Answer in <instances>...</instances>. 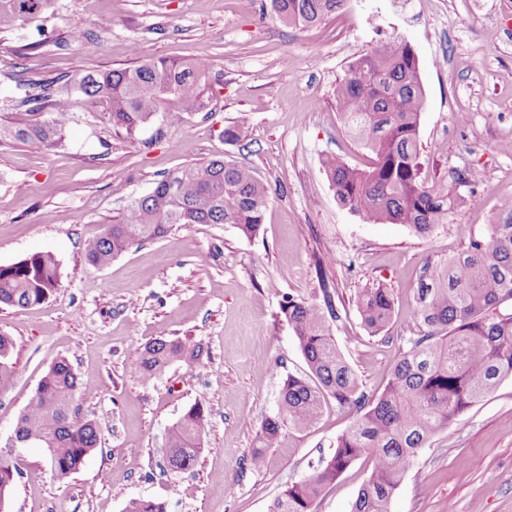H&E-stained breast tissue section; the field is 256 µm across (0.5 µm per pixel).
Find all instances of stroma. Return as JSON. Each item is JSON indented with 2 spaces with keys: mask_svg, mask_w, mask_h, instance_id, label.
Segmentation results:
<instances>
[{
  "mask_svg": "<svg viewBox=\"0 0 512 512\" xmlns=\"http://www.w3.org/2000/svg\"><path fill=\"white\" fill-rule=\"evenodd\" d=\"M53 32L58 43L23 52ZM87 32L83 41L73 31ZM407 41L426 93L418 148L432 182L449 169L481 174L477 193L431 235L402 224H369L341 206L323 161L369 157L341 125L334 90L350 62L392 38ZM207 53L213 115L169 104L136 140L113 127L102 101L74 97L64 146L50 152L0 147V265L53 254L60 285L40 305L0 307V333L15 349L0 381V453L18 475L0 512H124L131 499L167 512H267L278 493L307 479L353 420L328 407L304 430L260 439L280 382L307 371L283 295L321 302L329 287L341 317L330 327L367 393L400 357L415 319L424 262H446L469 237H484L501 197L512 196V0H346L321 24L281 22L270 0H58L37 22L0 32V113L19 80L106 72L136 58L186 60ZM470 120L455 124V112ZM243 126L246 138L225 140ZM224 157L250 166L270 187L254 238L231 224H190L95 266L83 244L175 168ZM324 268L326 281L316 270ZM390 288L388 339L369 335L354 297ZM204 348L194 369L179 365L144 381L130 371L139 348L158 339ZM78 376L74 399L102 448L57 482L45 449H11L20 413L59 359ZM209 415L192 469L165 470L167 432L193 405ZM262 452L265 465L250 458ZM354 462L311 512H352L367 480ZM390 512H512V379L438 432L406 473Z\"/></svg>",
  "mask_w": 512,
  "mask_h": 512,
  "instance_id": "stroma-1",
  "label": "stroma"
}]
</instances>
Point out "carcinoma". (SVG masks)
I'll return each instance as SVG.
<instances>
[{
    "instance_id": "1",
    "label": "carcinoma",
    "mask_w": 512,
    "mask_h": 512,
    "mask_svg": "<svg viewBox=\"0 0 512 512\" xmlns=\"http://www.w3.org/2000/svg\"><path fill=\"white\" fill-rule=\"evenodd\" d=\"M55 0H0V31L15 28L49 12ZM345 0H271L284 23L318 25L344 6ZM211 61L145 59L108 72L77 78L58 76L28 85L16 111L0 118V146L22 143L35 151L63 145L73 122L71 97L80 93L109 105L112 125L135 134L175 102L187 114L209 111L213 95L207 82ZM336 111L346 131L371 154L364 168L338 157L324 162L338 202L371 224H404L420 235L432 233L474 192L477 170L451 169L448 178H421L418 130L425 107L417 56L393 38L354 60L335 88ZM268 186L248 166L223 158L190 164L156 182L144 198L133 201L97 237L88 241L86 258L97 265L145 241L160 239L181 224H232L255 236L264 224ZM58 262L35 253L0 266V305L27 308L43 303L58 287ZM323 303L293 296L279 303L280 317L292 328L309 369L287 375L276 411L262 426L264 443L275 442L285 428L306 429L332 403L354 412L349 428L332 454L319 459L314 474L288 485L268 512H310L324 487L357 460L370 461V475L353 512H389L393 494L419 453L439 431L456 423L498 384L512 378V313L498 307L512 300V200L500 204L484 238H470L469 249L444 263L425 262L419 274L416 319L426 327L406 341L385 385L375 394L362 389L358 376L331 333L328 320L340 315L329 289ZM371 336H386L394 313L391 289L367 288L355 300ZM203 349L188 340L156 339L135 356L132 372L150 380L177 363L192 369ZM77 374L61 359L40 381L17 420L15 431L45 448L53 477L66 482L99 447L96 425L73 406ZM204 408L194 405L171 428L169 466H193L207 433ZM17 474L0 454V504ZM125 512H165L161 503L131 500Z\"/></svg>"
}]
</instances>
